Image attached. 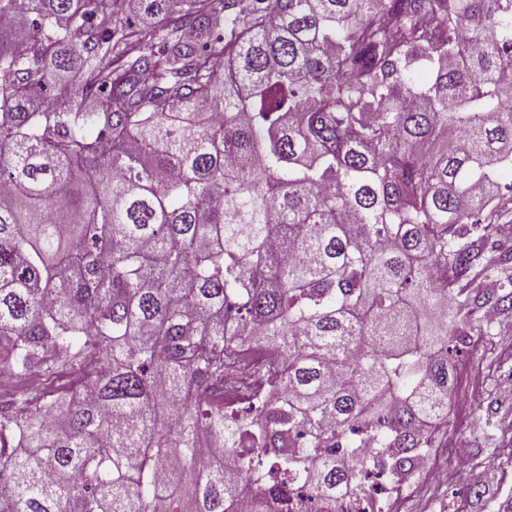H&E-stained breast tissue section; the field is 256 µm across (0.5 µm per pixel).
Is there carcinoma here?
<instances>
[{
	"mask_svg": "<svg viewBox=\"0 0 512 512\" xmlns=\"http://www.w3.org/2000/svg\"><path fill=\"white\" fill-rule=\"evenodd\" d=\"M510 69L512 0H0V512L416 471L512 315Z\"/></svg>",
	"mask_w": 512,
	"mask_h": 512,
	"instance_id": "cac0c4a2",
	"label": "carcinoma"
}]
</instances>
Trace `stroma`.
<instances>
[{"label": "stroma", "mask_w": 512, "mask_h": 512, "mask_svg": "<svg viewBox=\"0 0 512 512\" xmlns=\"http://www.w3.org/2000/svg\"><path fill=\"white\" fill-rule=\"evenodd\" d=\"M512 317L501 316L491 342L471 347L463 356L465 372L479 373L480 390L459 383L449 396L448 422L438 431L437 463L453 468L451 485L439 486L416 477L412 493L397 505V512H498L500 503L512 496V455L494 454L484 437L485 428L494 432L512 430V395L503 393L512 383Z\"/></svg>", "instance_id": "stroma-1"}]
</instances>
